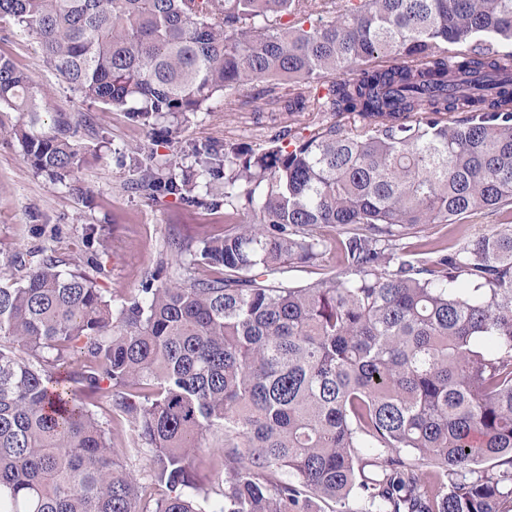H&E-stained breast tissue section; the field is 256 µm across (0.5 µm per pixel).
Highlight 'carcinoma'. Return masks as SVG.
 Wrapping results in <instances>:
<instances>
[{
	"mask_svg": "<svg viewBox=\"0 0 512 512\" xmlns=\"http://www.w3.org/2000/svg\"><path fill=\"white\" fill-rule=\"evenodd\" d=\"M0 18L150 135L254 83L290 119L265 147L135 166L151 203L224 210L189 261L222 276L109 298L101 264L44 257L0 286V512H509L512 227L433 259L394 241L512 207V0H0ZM0 110L51 181L86 163L87 115L49 111L2 55ZM328 224L339 271L289 281ZM79 386L134 424L151 482ZM216 436L219 486L192 465Z\"/></svg>",
	"mask_w": 512,
	"mask_h": 512,
	"instance_id": "carcinoma-1",
	"label": "carcinoma"
}]
</instances>
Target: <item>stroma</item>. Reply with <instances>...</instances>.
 Segmentation results:
<instances>
[{
    "label": "stroma",
    "mask_w": 512,
    "mask_h": 512,
    "mask_svg": "<svg viewBox=\"0 0 512 512\" xmlns=\"http://www.w3.org/2000/svg\"><path fill=\"white\" fill-rule=\"evenodd\" d=\"M0 54L46 90L51 108L90 113L97 131L86 143L88 161L69 188L35 173L18 143L0 136V277L15 274L19 257L37 251L70 263L95 257L104 267L99 284L110 296L130 294L154 272L164 281L179 277L171 242L196 249L206 237L224 232V214L175 202L155 206L131 192L128 183L135 151H154L187 167L194 161L195 145L227 141L256 148L265 145L287 120L285 113L268 105L254 111L251 99L257 88L249 85L236 92L235 104L216 98L210 111L173 128L167 143L157 146L124 113L102 112L78 99L46 67L36 39L6 22H0ZM505 220L504 214L487 212L461 224H426L398 239L396 251L412 257L426 242L457 248ZM317 234L325 242L319 259L291 269L292 281L309 283L337 270L336 226H322ZM96 412L111 431L115 447L125 449L128 468L147 477L150 452L134 449L132 424L113 420L106 400L98 401Z\"/></svg>",
    "instance_id": "stroma-1"
}]
</instances>
